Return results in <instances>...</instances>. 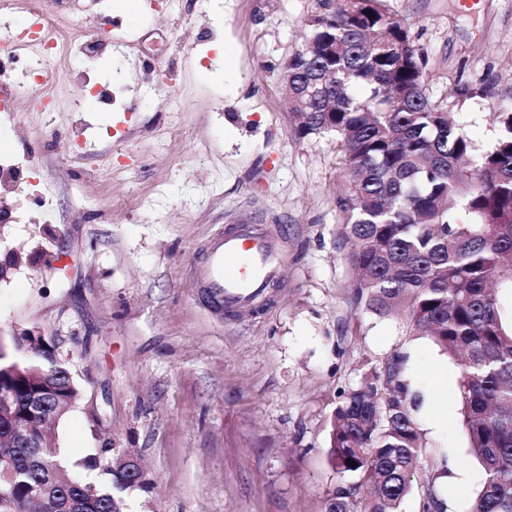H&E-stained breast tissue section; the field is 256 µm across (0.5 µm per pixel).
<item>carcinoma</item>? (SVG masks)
<instances>
[{
	"label": "carcinoma",
	"instance_id": "carcinoma-1",
	"mask_svg": "<svg viewBox=\"0 0 512 512\" xmlns=\"http://www.w3.org/2000/svg\"><path fill=\"white\" fill-rule=\"evenodd\" d=\"M288 66L299 134L333 135L344 147L341 237L357 300L377 316L403 314L410 331L458 358L457 400L485 472L469 512H512V318L500 306V293L512 291V100L494 106L497 139L476 152L430 101L423 57L384 0H332ZM33 366L53 391L47 412L80 393L64 366L28 360L12 384L17 423L28 421ZM419 403L398 357L338 401L329 460L360 476L361 512H400L422 448ZM13 423L0 419V466L10 470L0 512L35 503L48 512H118L117 485H146L118 458L99 483L67 479L47 451L37 458L11 445ZM354 494L338 489L326 512H354Z\"/></svg>",
	"mask_w": 512,
	"mask_h": 512
}]
</instances>
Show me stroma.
Listing matches in <instances>:
<instances>
[{
	"mask_svg": "<svg viewBox=\"0 0 512 512\" xmlns=\"http://www.w3.org/2000/svg\"><path fill=\"white\" fill-rule=\"evenodd\" d=\"M68 0L55 26L111 43L88 61L52 58L56 105L33 111L0 77L13 112L0 153L30 156L42 207L18 177L0 202V334L36 327L81 396L50 443L71 475L83 462L136 457L146 487L117 492L122 512H326L338 488L364 490L329 463L331 417L365 372L393 356L430 400L423 448L401 512L433 493L468 512L484 473L455 400L456 359L400 317L364 309L339 230L349 177L332 135L298 133L280 74L325 0ZM385 0L425 66L427 94L450 109L478 151L498 129L494 94L512 90V0ZM235 59L215 62L216 45ZM114 83L112 106L84 72ZM81 111H74L75 102ZM261 224L285 252L267 304L213 315L191 277L217 231Z\"/></svg>",
	"mask_w": 512,
	"mask_h": 512,
	"instance_id": "1",
	"label": "stroma"
}]
</instances>
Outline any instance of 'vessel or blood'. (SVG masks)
Segmentation results:
<instances>
[{"mask_svg": "<svg viewBox=\"0 0 512 512\" xmlns=\"http://www.w3.org/2000/svg\"><path fill=\"white\" fill-rule=\"evenodd\" d=\"M279 241L260 224L224 228L193 269L201 297L216 313L232 314L263 301L282 263Z\"/></svg>", "mask_w": 512, "mask_h": 512, "instance_id": "1", "label": "vessel or blood"}]
</instances>
